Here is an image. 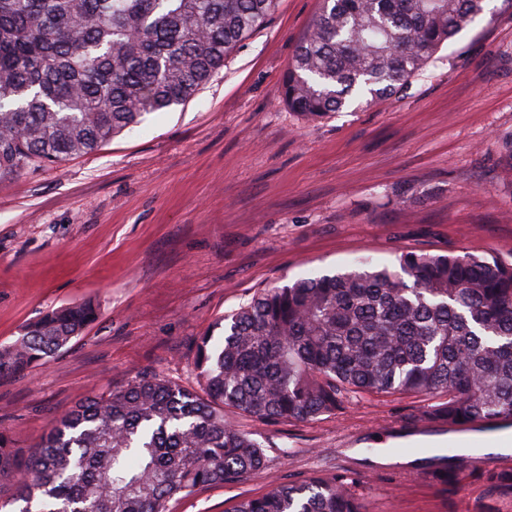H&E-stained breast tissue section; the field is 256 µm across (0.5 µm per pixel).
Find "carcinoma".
<instances>
[{"instance_id":"carcinoma-1","label":"carcinoma","mask_w":512,"mask_h":512,"mask_svg":"<svg viewBox=\"0 0 512 512\" xmlns=\"http://www.w3.org/2000/svg\"><path fill=\"white\" fill-rule=\"evenodd\" d=\"M277 0H0V185L91 154L188 101L271 18ZM487 0H323L283 79L288 108L317 120L402 93ZM51 308L0 343V379L59 354L98 319ZM196 343L202 393L140 373L55 418L22 454L0 430V480L17 512H170V502L266 467L265 445L224 421H310L357 397L413 395L448 430L512 421V263L485 253L359 258L265 290ZM429 476L453 495L461 471ZM512 496V468H474ZM360 477L301 478L233 512H367Z\"/></svg>"}]
</instances>
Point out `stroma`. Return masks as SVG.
Segmentation results:
<instances>
[{
	"label": "stroma",
	"instance_id": "35a3bbf8",
	"mask_svg": "<svg viewBox=\"0 0 512 512\" xmlns=\"http://www.w3.org/2000/svg\"><path fill=\"white\" fill-rule=\"evenodd\" d=\"M321 0H278L270 21L182 105L97 152L0 186V342L49 309L94 302L97 321L33 371L0 379V427L26 451L81 398L150 371L185 386L194 345L265 289L358 257L467 248L512 261V0L443 45L403 93L308 121L282 102L283 78ZM414 396L358 398L300 422L225 411L265 444L257 478L172 502L230 512L303 476L358 473L369 512H512L464 459L456 495L432 483L416 447Z\"/></svg>",
	"mask_w": 512,
	"mask_h": 512
}]
</instances>
